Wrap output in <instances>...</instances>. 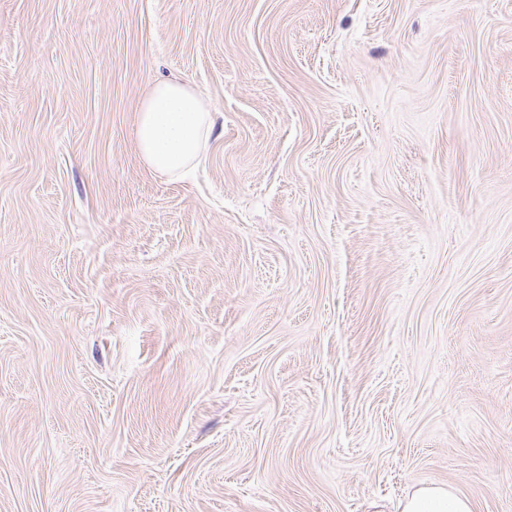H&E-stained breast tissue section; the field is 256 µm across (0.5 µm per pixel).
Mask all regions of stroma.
Returning a JSON list of instances; mask_svg holds the SVG:
<instances>
[{
    "mask_svg": "<svg viewBox=\"0 0 512 512\" xmlns=\"http://www.w3.org/2000/svg\"><path fill=\"white\" fill-rule=\"evenodd\" d=\"M432 485L512 512V0H0V512ZM213 128L198 92L177 79H158L138 110L137 146L149 168L175 178L207 152Z\"/></svg>",
    "mask_w": 512,
    "mask_h": 512,
    "instance_id": "1",
    "label": "stroma"
}]
</instances>
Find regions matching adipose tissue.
Here are the masks:
<instances>
[{
	"instance_id": "ef3b65f1",
	"label": "adipose tissue",
	"mask_w": 512,
	"mask_h": 512,
	"mask_svg": "<svg viewBox=\"0 0 512 512\" xmlns=\"http://www.w3.org/2000/svg\"><path fill=\"white\" fill-rule=\"evenodd\" d=\"M213 128V116L202 96L187 83L163 78L140 104L137 146L149 168L175 178L207 152ZM401 512H472V507L455 490L424 487L402 503Z\"/></svg>"
}]
</instances>
